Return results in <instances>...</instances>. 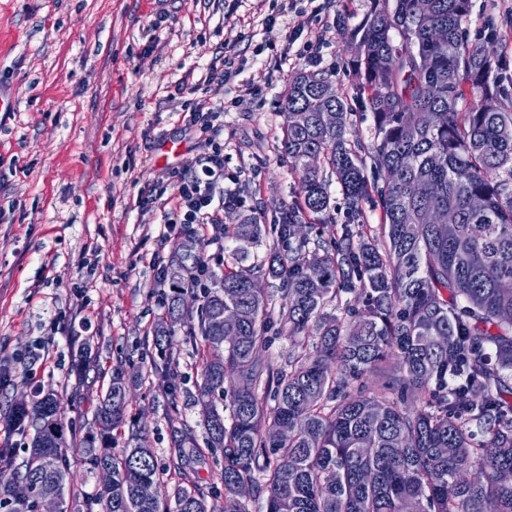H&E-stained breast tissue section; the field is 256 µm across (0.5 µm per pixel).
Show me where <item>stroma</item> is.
I'll return each instance as SVG.
<instances>
[{
    "label": "stroma",
    "instance_id": "35a3bbf8",
    "mask_svg": "<svg viewBox=\"0 0 512 512\" xmlns=\"http://www.w3.org/2000/svg\"><path fill=\"white\" fill-rule=\"evenodd\" d=\"M281 0H0V93L15 107L0 114V359L20 374L0 388V424L14 400L34 388L58 394L74 432L65 455L75 479L66 512H101L97 472L81 444L94 432L99 397L116 364L138 382L127 418L140 428L164 470L161 488L183 481L172 461L182 429L191 479L212 486L222 503L219 451L209 448L193 397L202 349L176 332L167 350L152 343L171 274L193 272L203 256L213 272L228 258V241L183 250L192 225L171 224L150 191L177 193L178 173L200 153L188 129L190 106L223 105L224 189L241 204L228 224L263 222L262 239L245 265L262 263L275 242L274 217L298 197L282 149L288 78L299 68L330 71L351 108L349 130L363 142L374 120L356 97L347 62L350 33L373 0H291L274 26L264 18ZM471 39L496 29L506 62L502 85L512 94V0H471ZM234 48L222 79L200 77ZM180 148L165 154L167 145ZM60 329L49 334L51 318ZM90 338L97 362L75 373L74 337ZM174 360L172 393L152 374Z\"/></svg>",
    "mask_w": 512,
    "mask_h": 512
}]
</instances>
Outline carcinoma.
I'll return each instance as SVG.
<instances>
[{
    "mask_svg": "<svg viewBox=\"0 0 512 512\" xmlns=\"http://www.w3.org/2000/svg\"><path fill=\"white\" fill-rule=\"evenodd\" d=\"M469 10L470 0H375L352 35L356 94L375 119L367 148L347 137L331 74L302 68L289 80L283 149L299 198L278 217L287 252L265 270L282 284L279 307L242 265L262 236L254 216L224 227L233 262L207 273L198 316L182 308L197 289L181 281L152 331L161 350L178 326L200 338L194 401L224 458V503L195 484L141 497L161 483L160 464L136 431L111 450L127 424L116 365L95 416L101 448L86 441L90 468L112 472L97 493L103 512H250L243 483L265 494V512H512V110L501 103L502 59L485 48L495 30L470 41ZM369 163L402 171L381 190L379 235L347 223L312 249L295 237L296 226L336 223L334 182L359 215ZM442 209L454 223H432ZM227 306L239 315L231 341L218 318ZM282 335L284 364L262 369ZM73 357L76 370L89 365L90 343ZM8 422L33 434L19 464L0 448V495L26 506L54 492L64 506L62 400L15 403Z\"/></svg>",
    "mask_w": 512,
    "mask_h": 512,
    "instance_id": "1",
    "label": "carcinoma"
}]
</instances>
